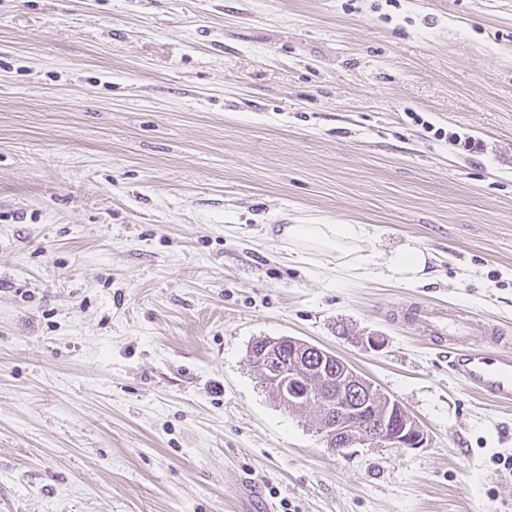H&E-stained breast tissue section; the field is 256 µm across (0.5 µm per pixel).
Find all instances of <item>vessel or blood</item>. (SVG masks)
Here are the masks:
<instances>
[{"instance_id":"obj_1","label":"vessel or blood","mask_w":512,"mask_h":512,"mask_svg":"<svg viewBox=\"0 0 512 512\" xmlns=\"http://www.w3.org/2000/svg\"><path fill=\"white\" fill-rule=\"evenodd\" d=\"M406 316L421 335L447 348L453 370L469 388L512 407V338L499 326L419 301L409 303Z\"/></svg>"}]
</instances>
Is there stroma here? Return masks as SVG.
Here are the masks:
<instances>
[{
  "mask_svg": "<svg viewBox=\"0 0 512 512\" xmlns=\"http://www.w3.org/2000/svg\"><path fill=\"white\" fill-rule=\"evenodd\" d=\"M274 224L433 259L339 280ZM407 301L512 337V0H0V512H244L251 483L273 512H512V408ZM263 336L426 447L328 448L257 383Z\"/></svg>",
  "mask_w": 512,
  "mask_h": 512,
  "instance_id": "1",
  "label": "stroma"
}]
</instances>
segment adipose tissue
I'll return each mask as SVG.
<instances>
[{
  "label": "adipose tissue",
  "mask_w": 512,
  "mask_h": 512,
  "mask_svg": "<svg viewBox=\"0 0 512 512\" xmlns=\"http://www.w3.org/2000/svg\"><path fill=\"white\" fill-rule=\"evenodd\" d=\"M276 236L291 252L306 256L333 253L338 257L337 272L362 278L369 266L381 264L384 274L401 282H415L425 274L429 253L406 243L388 257H380L366 228L361 224H285Z\"/></svg>",
  "instance_id": "adipose-tissue-1"
}]
</instances>
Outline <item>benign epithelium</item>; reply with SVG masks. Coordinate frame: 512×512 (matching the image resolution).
Here are the masks:
<instances>
[{
  "label": "benign epithelium",
  "instance_id": "1",
  "mask_svg": "<svg viewBox=\"0 0 512 512\" xmlns=\"http://www.w3.org/2000/svg\"><path fill=\"white\" fill-rule=\"evenodd\" d=\"M292 345L288 368L272 371L282 379L281 393L288 404L315 403L323 414L321 434L343 454L350 448H407L426 446L427 434L402 404L382 395L374 385L335 354L315 347L321 361L309 366L303 351L309 344Z\"/></svg>",
  "mask_w": 512,
  "mask_h": 512
}]
</instances>
